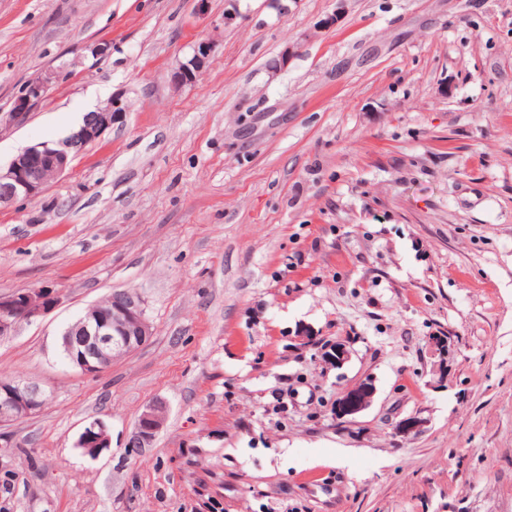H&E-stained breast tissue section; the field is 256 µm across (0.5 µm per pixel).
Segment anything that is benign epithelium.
<instances>
[{
    "label": "benign epithelium",
    "mask_w": 512,
    "mask_h": 512,
    "mask_svg": "<svg viewBox=\"0 0 512 512\" xmlns=\"http://www.w3.org/2000/svg\"><path fill=\"white\" fill-rule=\"evenodd\" d=\"M214 45L200 41L191 59L180 64L171 74L177 86L192 84L207 63ZM54 73L31 81L14 102L8 115L11 125H21L29 112L46 96ZM127 104L114 97L107 107L86 117L80 128L55 142H42L18 152L6 168H0V209L19 201L42 196L48 185L63 175L82 148L98 141L114 126L124 124ZM59 296L51 288H31L0 294V339L14 334L23 322H32L58 305ZM153 334L145 315L142 299L127 291L109 305L88 308L63 333V349L70 366L85 375L102 372L112 362L135 352ZM370 392L361 390L347 395L339 404L341 416L358 413L367 404ZM46 391L37 382L0 380V425L15 422L37 413L45 404ZM166 407L161 402L147 406L137 425V438L132 447L142 448L162 429ZM78 447L93 457L110 445L104 424L94 421L81 433Z\"/></svg>",
    "instance_id": "1"
}]
</instances>
